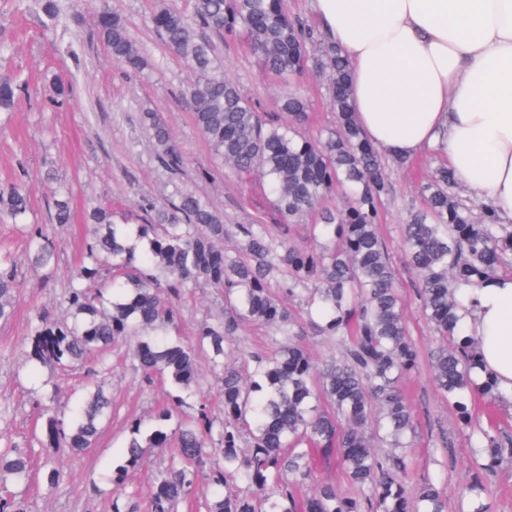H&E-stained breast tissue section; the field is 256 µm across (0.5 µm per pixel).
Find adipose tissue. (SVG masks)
Here are the masks:
<instances>
[{
    "mask_svg": "<svg viewBox=\"0 0 512 512\" xmlns=\"http://www.w3.org/2000/svg\"><path fill=\"white\" fill-rule=\"evenodd\" d=\"M349 60L363 135L396 159L439 153L512 222V0H315ZM482 364L512 396V275L467 292Z\"/></svg>",
    "mask_w": 512,
    "mask_h": 512,
    "instance_id": "obj_1",
    "label": "adipose tissue"
}]
</instances>
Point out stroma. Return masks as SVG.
Here are the masks:
<instances>
[{
	"label": "stroma",
	"mask_w": 512,
	"mask_h": 512,
	"mask_svg": "<svg viewBox=\"0 0 512 512\" xmlns=\"http://www.w3.org/2000/svg\"><path fill=\"white\" fill-rule=\"evenodd\" d=\"M58 16L47 21L42 0H0V76L29 82L5 118H0V190L26 170L32 223L41 225L57 245L54 272L42 277L30 265L28 240L15 225L0 223V250L11 253L20 286L15 313L0 321V446L43 460L48 450L39 442L38 403L51 395L66 408L75 392L91 380L107 377L112 389V419L95 448L62 458L65 481L54 490L33 483L18 495L24 512H112V470L120 459L132 419H150L166 402V383L147 387L116 345L101 357L55 372L43 387L30 375L28 342L36 314L61 320L66 316L60 297L68 275L82 256L89 206L112 207L119 217L138 223L144 202L162 205L172 194L170 173L157 163L153 140L142 123L146 112H157L168 124L184 164L182 185L207 200L226 225L272 222L270 203L259 187L245 188L230 167H213L209 147L196 129L181 91L192 74L172 54L150 23L160 7L174 6L191 13L193 0H55ZM118 15L148 66L131 72L117 65L97 38L93 17L102 7ZM212 40L224 73L233 79L259 112H277L282 85L263 76L256 57L234 34ZM295 85L309 102L304 130L319 136L334 127L325 78L309 68ZM440 157L425 152L411 167L390 168L392 191L383 200L380 233L392 258L401 289L410 334L422 366L405 385L415 415L411 458L417 476L435 480L443 489L448 512H462L459 488L469 478L470 434L497 423L512 426V405H487L479 399L464 422L435 391L427 366L439 338L423 317L415 296L414 277L402 256V227L410 211L423 205L420 187L441 165ZM65 185L73 203V221H51V187ZM224 299L209 288L187 289L179 302V330L192 337L198 323L222 311ZM170 451L150 448L142 466L129 472L125 485L139 512H148L154 474L169 465Z\"/></svg>",
	"instance_id": "35a3bbf8"
}]
</instances>
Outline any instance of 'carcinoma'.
I'll return each instance as SVG.
<instances>
[{"instance_id": "cac0c4a2", "label": "carcinoma", "mask_w": 512, "mask_h": 512, "mask_svg": "<svg viewBox=\"0 0 512 512\" xmlns=\"http://www.w3.org/2000/svg\"><path fill=\"white\" fill-rule=\"evenodd\" d=\"M167 48L193 74L183 90L192 119L213 162L257 175L272 197L273 224H236L241 248L224 251V218L187 188L163 206L149 205L140 224H121L112 209L86 210L84 254L64 291L63 321L39 317L28 357L53 373L129 340L127 355L151 384L160 377L175 391L171 404L147 424H130L123 457L112 472V512H128L123 487L148 448L174 446L170 467L153 482L150 512H174L204 480L213 490L207 512H447V498L429 478L415 479L408 454L415 418L400 384L419 368L401 295L379 225L391 180L381 152L359 129L350 102L348 60L328 42L317 59L332 89L336 129L311 139L301 132L308 101L287 87L278 105L287 120H268L224 76L214 48L194 23L222 35L239 32L263 71L295 76L307 67L313 30L288 14L284 0H194L193 17L162 7L151 18ZM99 39L130 71L146 61L121 19L104 8L95 16ZM22 91L16 77L0 78V109ZM157 162L177 178L183 157L156 112L142 117ZM447 166L422 186L423 209L403 225L405 265L417 280L421 312L444 341L431 357L430 376L448 406L465 418L476 393L504 402L488 379L477 382L474 338L464 337L462 289L478 288L512 266V225L499 223L481 203L472 208L457 192ZM31 211L23 181L0 191V221L19 225ZM311 218V244L292 239V225ZM67 192L54 190L52 223L68 224ZM34 266L53 272V241L39 224L26 225ZM203 285L224 295V312L201 321L195 337L172 334L176 301ZM17 285L11 257L0 253V321L14 312ZM302 298L295 313L285 297ZM271 326L281 337L273 352L241 345L242 325ZM328 338L336 352L322 363L295 342L307 329ZM221 368L224 422L200 402L187 413L182 394L201 388L197 360ZM43 437L54 452L79 453L96 445L112 417V397L101 380L79 396L66 418L40 405ZM218 447L224 465L209 464ZM334 462L348 489L318 478L315 458ZM505 463L512 434L482 429L472 448V474L463 494L489 495ZM46 484L66 477L45 461ZM31 457L0 448V512H23L9 488L28 485Z\"/></svg>"}]
</instances>
